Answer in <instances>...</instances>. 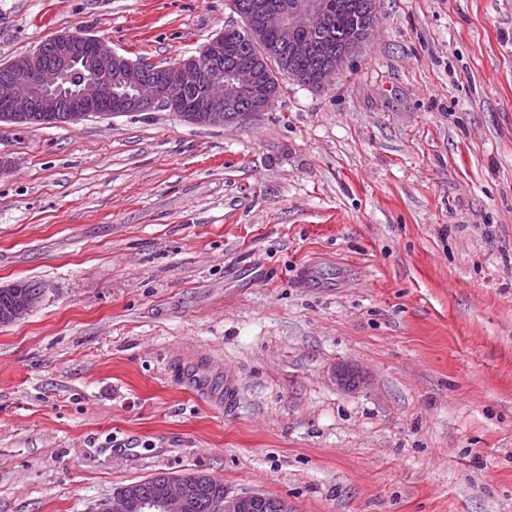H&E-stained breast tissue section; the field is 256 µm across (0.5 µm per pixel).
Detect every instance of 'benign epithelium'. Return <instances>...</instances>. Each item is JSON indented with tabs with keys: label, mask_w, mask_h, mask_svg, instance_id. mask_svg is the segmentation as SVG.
<instances>
[{
	"label": "benign epithelium",
	"mask_w": 512,
	"mask_h": 512,
	"mask_svg": "<svg viewBox=\"0 0 512 512\" xmlns=\"http://www.w3.org/2000/svg\"><path fill=\"white\" fill-rule=\"evenodd\" d=\"M245 22L251 54L224 41V33L209 39L198 54L169 65L146 64L120 55L102 38L62 32L37 50L0 66V112H61L77 124L93 114L169 110L185 121L203 126L245 125L268 111L275 94V66L265 48L266 34L277 31L286 52L318 63L323 83L344 67L359 41L338 40L330 27L329 0H234ZM365 38L377 28L376 0H362ZM268 88L264 98L251 93ZM41 293L15 295L13 319L30 312ZM197 485L169 477L140 501L141 512H187ZM135 491L126 485L98 504L96 512H131ZM269 502L271 512H294L283 498L252 490L224 491L214 512H254Z\"/></svg>",
	"instance_id": "7a95c632"
}]
</instances>
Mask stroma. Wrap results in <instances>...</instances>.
Here are the masks:
<instances>
[{"label":"stroma","instance_id":"35a3bbf8","mask_svg":"<svg viewBox=\"0 0 512 512\" xmlns=\"http://www.w3.org/2000/svg\"><path fill=\"white\" fill-rule=\"evenodd\" d=\"M378 12L245 125L0 123V286L43 290L0 325V512L162 472L296 512H512V0ZM240 22L0 0V64L78 30L166 65Z\"/></svg>","mask_w":512,"mask_h":512}]
</instances>
